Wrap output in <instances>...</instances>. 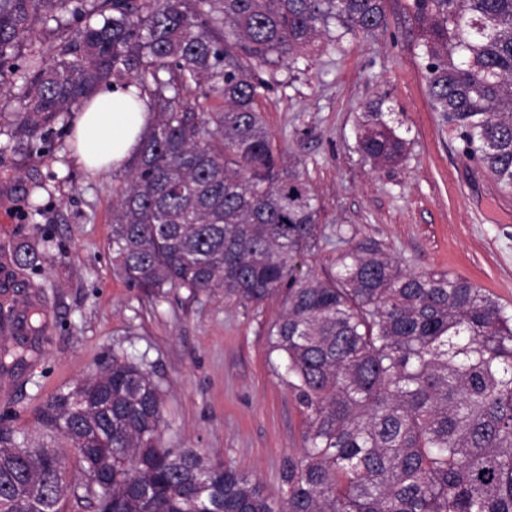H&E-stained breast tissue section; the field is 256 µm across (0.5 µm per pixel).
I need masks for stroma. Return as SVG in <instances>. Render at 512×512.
I'll return each mask as SVG.
<instances>
[{
    "label": "stroma",
    "mask_w": 512,
    "mask_h": 512,
    "mask_svg": "<svg viewBox=\"0 0 512 512\" xmlns=\"http://www.w3.org/2000/svg\"><path fill=\"white\" fill-rule=\"evenodd\" d=\"M385 10L376 35L320 42L292 67L261 72L258 105L273 144L319 195L322 239L302 268L334 271L344 226L381 244L404 272L461 276L512 304V190L466 157L455 128L433 110L411 0H386ZM19 93L12 77L0 81V307L27 315L41 334L6 359L0 421L49 442L80 480L72 448L47 439L36 410L117 352L143 363L161 388L165 446L199 449L278 493L304 430L268 346L281 299L244 307L220 291L157 297L126 283L108 241L131 162L88 172L73 162L63 125L46 135L44 152L6 148ZM369 107L408 142L396 166L375 168L360 155L358 124ZM38 227L50 240L34 273L15 266L7 248Z\"/></svg>",
    "instance_id": "stroma-1"
}]
</instances>
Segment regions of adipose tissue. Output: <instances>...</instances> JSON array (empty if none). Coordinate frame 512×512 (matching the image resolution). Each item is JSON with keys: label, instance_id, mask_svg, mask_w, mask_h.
<instances>
[{"label": "adipose tissue", "instance_id": "ef3b65f1", "mask_svg": "<svg viewBox=\"0 0 512 512\" xmlns=\"http://www.w3.org/2000/svg\"><path fill=\"white\" fill-rule=\"evenodd\" d=\"M147 118L138 86H101L73 120L74 160L89 170L119 166L138 151Z\"/></svg>", "mask_w": 512, "mask_h": 512}]
</instances>
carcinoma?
Instances as JSON below:
<instances>
[{"instance_id":"1","label":"carcinoma","mask_w":512,"mask_h":512,"mask_svg":"<svg viewBox=\"0 0 512 512\" xmlns=\"http://www.w3.org/2000/svg\"><path fill=\"white\" fill-rule=\"evenodd\" d=\"M0 0V79L29 46L10 143L41 150L102 85L134 83L151 113L112 206V261L152 295L218 289L243 305L281 296L267 332L305 415L304 446L276 500L197 448L163 445L162 390L112 354L38 409L74 448L72 482L54 448L0 424V512H512V309L463 277L403 272L382 246L354 241L336 275L301 270L320 242L318 196L283 167L257 99L258 71L328 33L373 35L385 0ZM416 57L435 111L465 154L512 189V0H412ZM82 19L52 57L37 21ZM168 78L162 80L159 73ZM224 100L199 111L198 95ZM359 152L398 163L406 141L365 113ZM44 238L12 247L39 269Z\"/></svg>"}]
</instances>
